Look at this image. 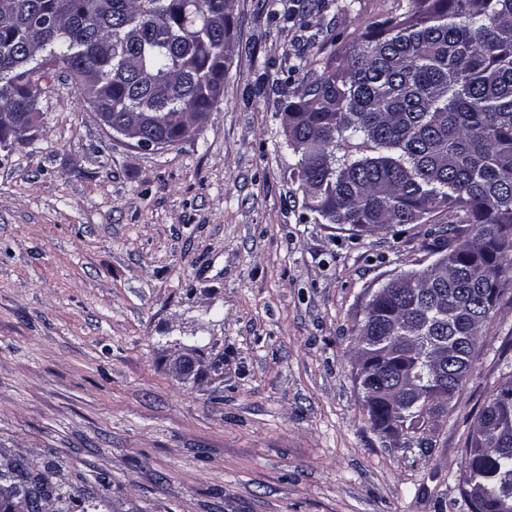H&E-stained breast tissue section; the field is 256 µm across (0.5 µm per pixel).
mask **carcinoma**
<instances>
[{
	"mask_svg": "<svg viewBox=\"0 0 512 512\" xmlns=\"http://www.w3.org/2000/svg\"><path fill=\"white\" fill-rule=\"evenodd\" d=\"M229 0H0V117L18 124L33 111L42 79L56 72L119 125L137 120L148 138L176 144L224 89L233 52ZM350 51L320 58L288 103V147L299 188L317 224H365L374 234L420 224L448 210L436 243L458 241L452 266L420 288H379L372 297L376 339L357 332L377 373L412 375L420 394L401 401L407 429H422L439 392L432 354L448 349V393L469 372L479 327L512 269V0H403L379 16ZM476 228L461 238L460 225ZM417 345L390 351L378 340L390 321ZM372 427L390 415L363 392ZM484 442L491 452L476 451ZM460 486L483 488L469 512L512 503V380L480 412ZM0 512L23 499L41 512L57 487L17 462L0 473Z\"/></svg>",
	"mask_w": 512,
	"mask_h": 512,
	"instance_id": "obj_1",
	"label": "carcinoma"
}]
</instances>
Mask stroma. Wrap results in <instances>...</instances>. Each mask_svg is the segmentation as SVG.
<instances>
[{"instance_id": "stroma-1", "label": "stroma", "mask_w": 512, "mask_h": 512, "mask_svg": "<svg viewBox=\"0 0 512 512\" xmlns=\"http://www.w3.org/2000/svg\"><path fill=\"white\" fill-rule=\"evenodd\" d=\"M232 0L235 52L200 130L150 152L52 75L0 147V472L52 469L46 512H469L460 464L512 374V270L430 452L373 429L353 350L431 224L308 220L284 134L308 28L355 46L397 0ZM293 11L284 19L281 11Z\"/></svg>"}]
</instances>
